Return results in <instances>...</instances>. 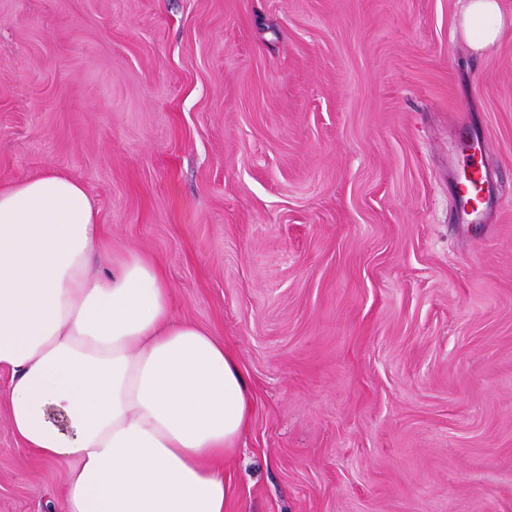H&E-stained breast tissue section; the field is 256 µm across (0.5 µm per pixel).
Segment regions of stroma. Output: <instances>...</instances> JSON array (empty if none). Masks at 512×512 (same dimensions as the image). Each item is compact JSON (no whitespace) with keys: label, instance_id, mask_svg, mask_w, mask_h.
<instances>
[{"label":"stroma","instance_id":"obj_1","mask_svg":"<svg viewBox=\"0 0 512 512\" xmlns=\"http://www.w3.org/2000/svg\"><path fill=\"white\" fill-rule=\"evenodd\" d=\"M463 0H0V188L80 181L253 412L226 512H512V24ZM473 135L499 199L456 224ZM0 512H62L14 436ZM507 20L498 0H465L458 28L474 51H481L501 37Z\"/></svg>","mask_w":512,"mask_h":512}]
</instances>
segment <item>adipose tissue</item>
Instances as JSON below:
<instances>
[{"label": "adipose tissue", "instance_id": "obj_1", "mask_svg": "<svg viewBox=\"0 0 512 512\" xmlns=\"http://www.w3.org/2000/svg\"><path fill=\"white\" fill-rule=\"evenodd\" d=\"M498 0H465L472 50ZM0 370L25 448L74 467L64 512H224L251 419L230 350L179 318L159 265L108 248L83 185L47 171L0 189Z\"/></svg>", "mask_w": 512, "mask_h": 512}]
</instances>
